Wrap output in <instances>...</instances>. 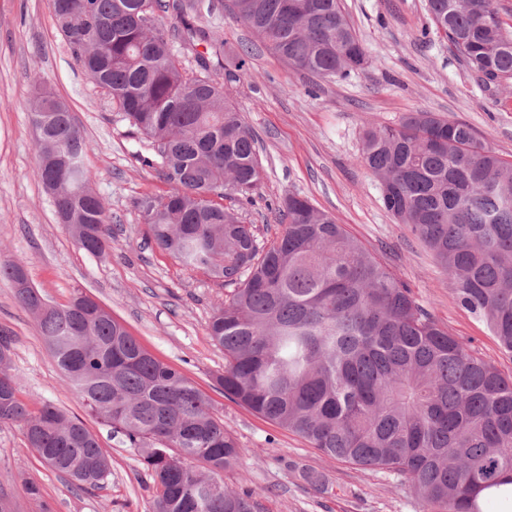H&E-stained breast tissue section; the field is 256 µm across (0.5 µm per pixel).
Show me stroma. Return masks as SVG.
Listing matches in <instances>:
<instances>
[{"label":"stroma","mask_w":512,"mask_h":512,"mask_svg":"<svg viewBox=\"0 0 512 512\" xmlns=\"http://www.w3.org/2000/svg\"><path fill=\"white\" fill-rule=\"evenodd\" d=\"M425 3L341 0L368 62L350 76L320 81L277 61L226 10L203 12L198 23L223 40L225 63L243 65L233 101L256 136L264 168L252 203L240 207L243 221L260 239L273 240L281 231L277 206L293 193L308 197L390 267L441 326L511 377L512 354L457 304L452 281L411 228L387 212L379 178L358 160L366 130L400 124L417 112L469 125L486 146L512 160V80L498 93L485 92L446 42L425 35ZM40 80L68 105L89 142L85 164L112 215L108 256L79 248L36 175L29 104ZM150 154L76 61L48 0H0V262L23 261L31 284L51 303L66 304L78 292L92 297L150 354L199 388L246 450L238 466L225 471L224 484L250 490L255 512H422L396 476L326 457L225 397L216 382L224 351L207 325L229 290L149 243L135 202L168 189L148 166ZM1 333L13 338L20 398L34 411L49 403L79 417L112 459L107 483L89 493L27 449L19 426L0 425V490L11 512H42L46 504L53 512H147L156 487L138 450L87 413L3 278ZM302 467L322 472L326 488L303 481ZM31 482L39 496L28 494Z\"/></svg>","instance_id":"stroma-1"}]
</instances>
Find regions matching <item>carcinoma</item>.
I'll list each match as a JSON object with an SVG mask.
<instances>
[{
	"mask_svg": "<svg viewBox=\"0 0 512 512\" xmlns=\"http://www.w3.org/2000/svg\"><path fill=\"white\" fill-rule=\"evenodd\" d=\"M201 3L50 0V10L80 66L152 146L168 191L136 202L150 242L234 287L207 326L224 349V395L329 457L393 473L427 512H484V491L485 504L508 508L512 378L450 335L308 198L283 200V229L266 246L221 203L250 199L263 168L232 100L243 63L225 65L224 42L196 24ZM229 11L297 71L326 79L367 63L340 0H229ZM427 12L448 50L486 76L485 89L512 79V35L496 0H427ZM167 19L176 21L170 31ZM30 116L42 128L36 174L55 182L60 223L85 252L105 255L111 216L72 112L38 92ZM359 161L380 178L387 211L452 279L457 303L512 353V161L470 126L429 112L368 129ZM14 294L87 412L141 450L156 486L150 512H254L252 496L222 479L244 449L178 369L81 292L65 305L36 288ZM13 355L1 334L0 424L22 427L25 446L51 470L101 488L112 464L97 436L54 406L32 412Z\"/></svg>",
	"mask_w": 512,
	"mask_h": 512,
	"instance_id": "cac0c4a2",
	"label": "carcinoma"
}]
</instances>
